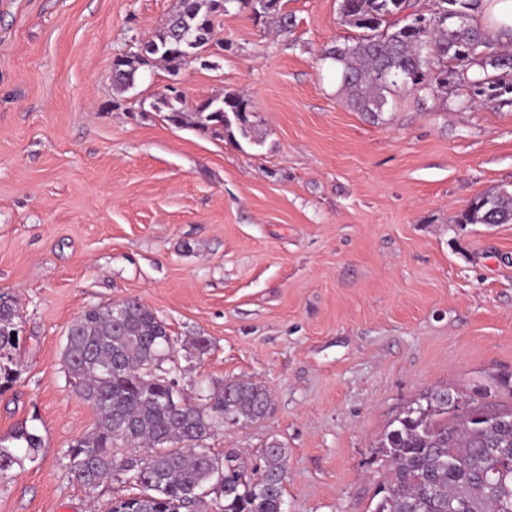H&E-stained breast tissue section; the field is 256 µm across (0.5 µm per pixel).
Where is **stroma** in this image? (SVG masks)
<instances>
[{
	"label": "stroma",
	"mask_w": 512,
	"mask_h": 512,
	"mask_svg": "<svg viewBox=\"0 0 512 512\" xmlns=\"http://www.w3.org/2000/svg\"><path fill=\"white\" fill-rule=\"evenodd\" d=\"M281 2L288 29L232 8L221 54L142 67L120 92L113 59L176 0H0V298L21 320L0 436L24 424L44 443L0 478V512H104L131 492L65 467L96 413L64 335L93 306L134 298L163 318L162 367L187 396L267 386L264 418L206 444L251 479L279 444L285 512H371L392 420L428 387L512 379V224L455 222L512 192V106L452 86L370 120L322 58L356 34L339 0ZM172 82L190 105L244 96L248 138L168 124L150 105Z\"/></svg>",
	"instance_id": "1"
}]
</instances>
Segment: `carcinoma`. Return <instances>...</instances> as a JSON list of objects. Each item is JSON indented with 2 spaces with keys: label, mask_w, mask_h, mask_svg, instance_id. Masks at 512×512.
I'll use <instances>...</instances> for the list:
<instances>
[{
  "label": "carcinoma",
  "mask_w": 512,
  "mask_h": 512,
  "mask_svg": "<svg viewBox=\"0 0 512 512\" xmlns=\"http://www.w3.org/2000/svg\"><path fill=\"white\" fill-rule=\"evenodd\" d=\"M254 15H279L280 0H179L133 59L112 71L115 88L134 86L138 67L152 62L175 72L213 40L217 15L238 2ZM411 0H340L342 21L356 29L352 40L322 52L336 65L346 105L378 118L388 96L404 92L423 102L437 88H469L471 98L512 105V51L491 40L478 21L481 0H434L431 25H412ZM463 14L465 20H457ZM469 62L455 65L457 51ZM154 109L178 128L215 137L246 138L253 112L247 99L226 92L184 109L183 99L159 98ZM458 224H511L512 193L476 196ZM20 313L0 300V390L17 379L11 368L19 341ZM167 323L135 299L93 307L67 329L62 352L74 391L94 408L97 422L64 453L69 474L90 490L114 475L132 479L135 492L112 501L111 512H197L214 495L213 512H284L287 464L283 448L264 451L259 478L246 480L237 457H220L204 445L226 422L246 425L264 417L268 389L249 380H230L219 391L181 404L161 363L173 353ZM446 387L420 394L415 406L380 440L384 462L380 498L373 512H512V405L467 400L468 413L448 408ZM129 451L124 452L122 448ZM42 438L20 427L0 437V477L38 459Z\"/></svg>",
  "instance_id": "obj_1"
}]
</instances>
